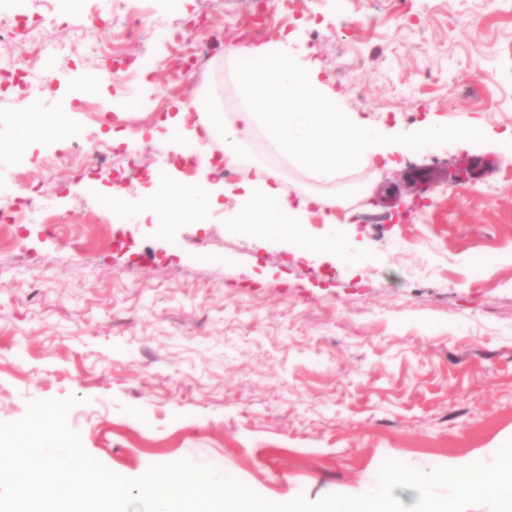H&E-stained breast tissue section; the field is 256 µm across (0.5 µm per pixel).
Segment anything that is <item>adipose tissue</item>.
<instances>
[{"instance_id": "adipose-tissue-1", "label": "adipose tissue", "mask_w": 512, "mask_h": 512, "mask_svg": "<svg viewBox=\"0 0 512 512\" xmlns=\"http://www.w3.org/2000/svg\"><path fill=\"white\" fill-rule=\"evenodd\" d=\"M246 54L256 58L258 65L240 74L238 107L230 128L220 129L218 118L192 115L185 106L176 117L167 119V126L179 127L183 138L194 141L223 130L224 163L229 167L242 163L244 144L255 129H263L277 154L326 183L350 169L370 165L376 157L395 153L383 124L341 111L335 94L320 82L317 64L298 68L284 46H256ZM273 102L278 105L274 111L269 108ZM235 196L240 205L239 223L249 225L253 232L275 236L300 233L313 208L337 204L336 199L306 190L292 198L265 180L239 184ZM214 202V194L183 183L153 190L142 209L158 225L186 217L202 223Z\"/></svg>"}]
</instances>
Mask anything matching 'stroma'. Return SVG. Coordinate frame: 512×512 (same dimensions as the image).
<instances>
[{
	"instance_id": "35a3bbf8",
	"label": "stroma",
	"mask_w": 512,
	"mask_h": 512,
	"mask_svg": "<svg viewBox=\"0 0 512 512\" xmlns=\"http://www.w3.org/2000/svg\"><path fill=\"white\" fill-rule=\"evenodd\" d=\"M113 2L53 0L63 49L42 61L53 93L0 74V196L15 194L18 169L44 187L41 221L0 232V422L76 395L68 422L110 470L136 478L187 458L284 502L368 490L388 459L424 472L491 460L512 438V146L500 140L512 132V0H297L258 44L318 61L346 111L409 149L320 183L255 132L229 181L265 170L291 194L352 189L350 204L310 214L295 239L234 223L238 203L222 195L206 223L183 221L167 241L131 217L150 174L223 186L224 143L206 140L187 169L190 143L143 132L178 102L231 119L236 73L254 65L234 51L259 5L151 0L153 28L116 62L95 50ZM209 26L220 34L201 80L170 88L181 67L170 30L196 39ZM117 64L138 80L103 82ZM91 82L108 110L97 138L121 140L117 200L87 180L110 179L109 164L58 165L59 143L24 138L32 109L81 133ZM427 123L448 137L419 141ZM464 157L477 176L453 182ZM416 191L424 208L411 206ZM331 231L348 256L318 249Z\"/></svg>"
}]
</instances>
